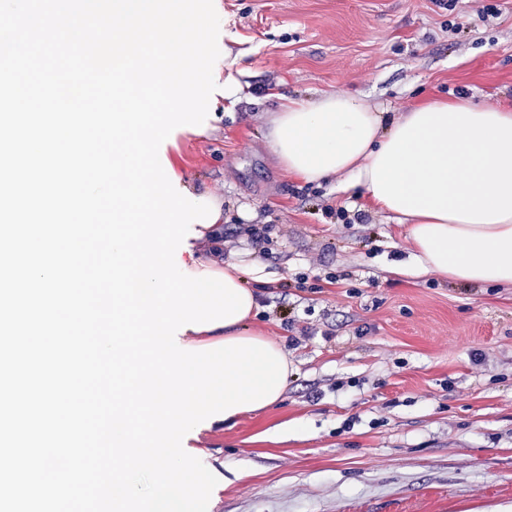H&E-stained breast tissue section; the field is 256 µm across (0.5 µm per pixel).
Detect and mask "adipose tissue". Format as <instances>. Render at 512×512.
Returning a JSON list of instances; mask_svg holds the SVG:
<instances>
[{
    "label": "adipose tissue",
    "instance_id": "adipose-tissue-1",
    "mask_svg": "<svg viewBox=\"0 0 512 512\" xmlns=\"http://www.w3.org/2000/svg\"><path fill=\"white\" fill-rule=\"evenodd\" d=\"M266 141L288 173L342 176L407 224L421 273L512 285V105L433 99L385 121L345 93L289 100Z\"/></svg>",
    "mask_w": 512,
    "mask_h": 512
}]
</instances>
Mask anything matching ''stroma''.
I'll use <instances>...</instances> for the list:
<instances>
[{"label":"stroma","instance_id":"stroma-1","mask_svg":"<svg viewBox=\"0 0 512 512\" xmlns=\"http://www.w3.org/2000/svg\"><path fill=\"white\" fill-rule=\"evenodd\" d=\"M241 53L236 100L159 149L224 219L225 263L259 296L290 372L281 400L224 429L223 512L512 507V287L396 273L405 225L337 181L283 169L281 96L350 92L390 113L512 99V0H214ZM345 211L338 219L337 211ZM269 227V252L248 225Z\"/></svg>","mask_w":512,"mask_h":512}]
</instances>
